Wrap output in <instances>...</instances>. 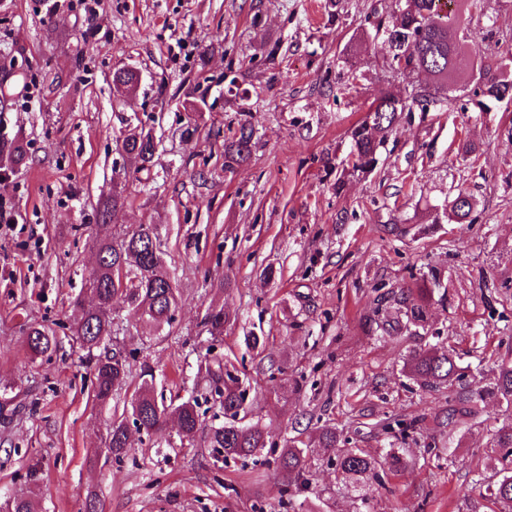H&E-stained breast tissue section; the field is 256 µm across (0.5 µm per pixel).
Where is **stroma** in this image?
I'll list each match as a JSON object with an SVG mask.
<instances>
[{"instance_id":"obj_1","label":"stroma","mask_w":512,"mask_h":512,"mask_svg":"<svg viewBox=\"0 0 512 512\" xmlns=\"http://www.w3.org/2000/svg\"><path fill=\"white\" fill-rule=\"evenodd\" d=\"M396 0H0V136L20 138L21 166L0 167V503L31 495L38 512H492L477 481L495 472L484 450L512 406L488 394L512 358V110L469 104L471 83L445 110L414 113L390 134L376 172L344 173L348 131L388 92L409 95L383 40L359 37L372 10ZM487 58L512 55V0H480L465 22ZM209 54H202V47ZM354 51L357 78L338 56ZM143 73L136 93L112 74ZM249 121V159L224 167L231 125ZM160 145L148 180L125 182L119 137L139 124ZM476 157L461 154L463 138ZM121 185L120 224H153L178 289L172 325L136 322L125 305L109 345L133 370L150 366L165 397L201 399L207 424L224 422L208 398L218 363L247 388L249 419L270 432L257 458L225 459L174 425L105 447L111 407L91 399L86 354L70 336L74 302L95 268L98 202ZM465 191L472 221L443 210ZM273 267L274 278L262 271ZM436 272L427 330L367 332L379 295L418 289ZM230 320L219 341L210 305ZM56 325L50 359H31L24 332ZM267 351H247L250 333ZM451 347L478 415L456 433L442 423L447 390L426 391L402 371L417 345ZM405 469L355 491L322 451L310 490L288 495L277 458L318 426L342 431L375 457L397 443Z\"/></svg>"}]
</instances>
